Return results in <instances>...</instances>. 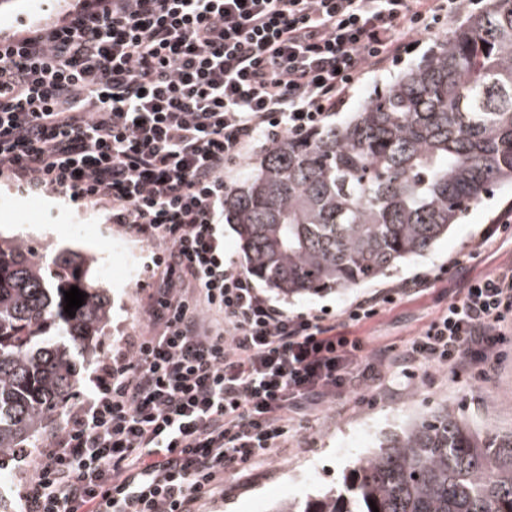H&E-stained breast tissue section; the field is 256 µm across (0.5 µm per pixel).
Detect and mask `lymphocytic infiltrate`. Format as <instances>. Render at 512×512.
Wrapping results in <instances>:
<instances>
[{
  "mask_svg": "<svg viewBox=\"0 0 512 512\" xmlns=\"http://www.w3.org/2000/svg\"><path fill=\"white\" fill-rule=\"evenodd\" d=\"M471 0H77L0 30V177L104 211L156 248L148 328L58 412L15 512H196L295 419L396 365L482 378L512 358V265L472 277L402 347L347 327L426 280L288 313L224 253L227 170L253 144L324 126L369 73Z\"/></svg>",
  "mask_w": 512,
  "mask_h": 512,
  "instance_id": "f902f5d3",
  "label": "lymphocytic infiltrate"
}]
</instances>
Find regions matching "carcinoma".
Listing matches in <instances>:
<instances>
[{
  "label": "carcinoma",
  "mask_w": 512,
  "mask_h": 512,
  "mask_svg": "<svg viewBox=\"0 0 512 512\" xmlns=\"http://www.w3.org/2000/svg\"><path fill=\"white\" fill-rule=\"evenodd\" d=\"M512 185V0L448 33L344 123L268 147L224 190L246 268L285 298L354 288L424 254ZM92 258L0 239V461L74 399L75 358L110 319ZM84 303L65 313L64 292ZM346 493L275 512H512V433L482 439L452 408L359 460Z\"/></svg>",
  "instance_id": "cac0c4a2"
}]
</instances>
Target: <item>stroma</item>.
<instances>
[{
	"label": "stroma",
	"mask_w": 512,
	"mask_h": 512,
	"mask_svg": "<svg viewBox=\"0 0 512 512\" xmlns=\"http://www.w3.org/2000/svg\"><path fill=\"white\" fill-rule=\"evenodd\" d=\"M440 39V34L430 35L402 63L367 75L333 116V123L348 120L374 89L422 63ZM507 206L512 207V186L497 190L471 210L463 223L452 226L429 252L398 265L385 278L346 291L286 299L271 289L267 295L290 313L327 310L337 314L365 296L457 262L453 279L436 282L423 294L404 299L357 330L372 350L403 345L447 305L451 289L463 279L488 275L512 263V235L506 233L479 257L470 255L473 244ZM0 235L23 238L55 255L70 250L95 257L92 274L111 303L110 322L98 355L111 352L122 337L134 335L143 326L141 307L150 289L144 270L151 261V244L131 238L118 225L105 223L98 211L79 208L49 194L21 193L1 180ZM445 405L454 408L481 435L512 434V362L492 367L486 379L478 381L450 370L429 368L410 382L397 370L384 369L378 379L359 391L330 398L301 418L285 447L245 470L226 473L223 497L203 501L199 512H272L277 502L288 497L304 501L331 489H343L354 477L356 460L374 451L385 435Z\"/></svg>",
	"instance_id": "35a3bbf8"
}]
</instances>
